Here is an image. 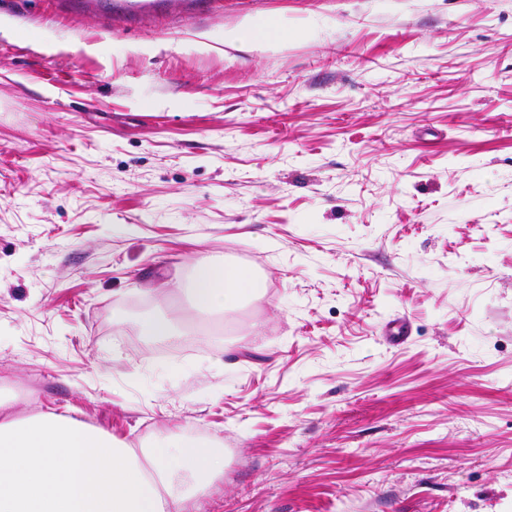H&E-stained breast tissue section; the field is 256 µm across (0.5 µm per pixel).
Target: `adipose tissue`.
Returning <instances> with one entry per match:
<instances>
[{"label": "adipose tissue", "instance_id": "adipose-tissue-1", "mask_svg": "<svg viewBox=\"0 0 512 512\" xmlns=\"http://www.w3.org/2000/svg\"><path fill=\"white\" fill-rule=\"evenodd\" d=\"M258 280L235 266H192L196 309L221 313L256 294ZM0 395V512H184L224 473L219 445L190 437L128 447L109 432L56 411L10 414Z\"/></svg>", "mask_w": 512, "mask_h": 512}]
</instances>
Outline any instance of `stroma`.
Wrapping results in <instances>:
<instances>
[{
    "instance_id": "35a3bbf8",
    "label": "stroma",
    "mask_w": 512,
    "mask_h": 512,
    "mask_svg": "<svg viewBox=\"0 0 512 512\" xmlns=\"http://www.w3.org/2000/svg\"><path fill=\"white\" fill-rule=\"evenodd\" d=\"M81 2L0 0L13 413L218 441L188 512H512V0ZM260 283L235 266L200 261L192 266L191 297L196 309L223 313L259 291ZM141 331L167 341H176L180 336H193L181 317L170 314L159 319L148 320L141 324Z\"/></svg>"
}]
</instances>
